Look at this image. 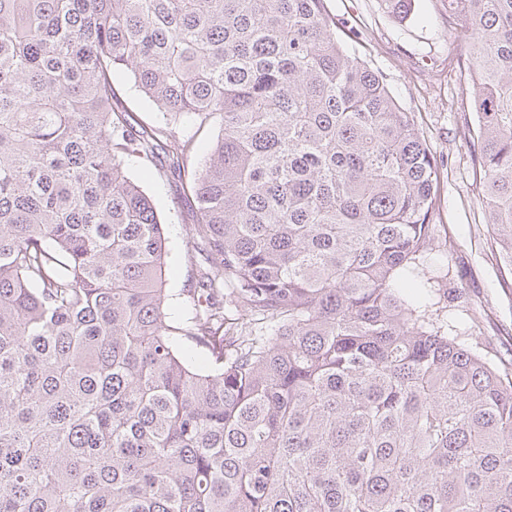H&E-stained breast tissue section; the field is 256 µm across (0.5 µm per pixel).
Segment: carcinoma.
I'll list each match as a JSON object with an SVG mask.
<instances>
[{"label":"carcinoma","mask_w":512,"mask_h":512,"mask_svg":"<svg viewBox=\"0 0 512 512\" xmlns=\"http://www.w3.org/2000/svg\"><path fill=\"white\" fill-rule=\"evenodd\" d=\"M323 2L0 0V512H512V373L396 288L436 161ZM448 26L512 265V0ZM184 116L220 130L179 322L125 162L181 172ZM115 83L120 105L129 114L132 123L165 126V121L159 113L155 112L151 104L135 88L129 71L119 72L115 77Z\"/></svg>","instance_id":"cac0c4a2"}]
</instances>
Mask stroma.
<instances>
[{
    "label": "stroma",
    "instance_id": "1",
    "mask_svg": "<svg viewBox=\"0 0 512 512\" xmlns=\"http://www.w3.org/2000/svg\"><path fill=\"white\" fill-rule=\"evenodd\" d=\"M330 23L346 47L382 76L410 112L438 162L431 216V248L409 280L420 301L442 294L449 335L464 347L488 346L492 360L512 362V267L498 257L475 180L470 132L477 116L461 76L468 52L448 25V0H414L407 18L386 12L381 0H324ZM121 107L132 123L163 119L135 88L129 71L115 78ZM128 175L152 197L169 241L167 288L179 317L189 315L186 292L197 270L187 247L196 222L184 180L161 165L129 159Z\"/></svg>",
    "mask_w": 512,
    "mask_h": 512
}]
</instances>
